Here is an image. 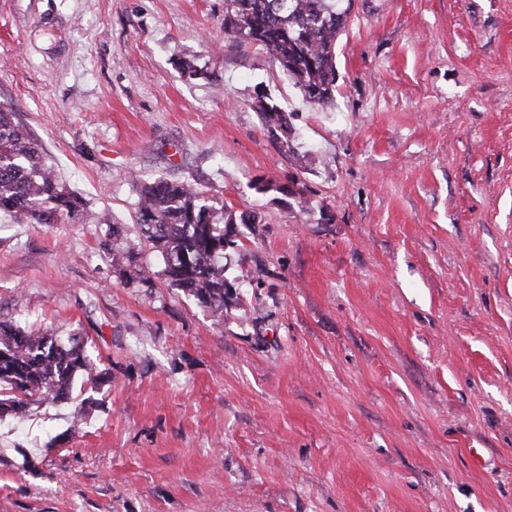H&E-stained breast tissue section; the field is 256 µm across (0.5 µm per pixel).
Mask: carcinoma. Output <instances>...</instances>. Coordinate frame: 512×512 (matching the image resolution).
Listing matches in <instances>:
<instances>
[{"mask_svg": "<svg viewBox=\"0 0 512 512\" xmlns=\"http://www.w3.org/2000/svg\"><path fill=\"white\" fill-rule=\"evenodd\" d=\"M353 0H224V38L259 46L314 108L333 104L336 43L350 19ZM192 56L180 62L188 80L212 75ZM253 108L281 147L295 153L290 113L264 90H255ZM0 217L12 224H84L88 202L68 189L41 144L0 105ZM254 214L217 212L191 180L158 178L144 183L134 222L137 239L121 224L108 225L112 263L129 280L153 286L138 262L144 242L163 262L160 275L224 323L238 278L227 274L224 249L238 224H254ZM100 372L83 345H63L55 336L26 331L0 321V416L22 415L33 403L71 398L78 378L91 387Z\"/></svg>", "mask_w": 512, "mask_h": 512, "instance_id": "carcinoma-1", "label": "carcinoma"}]
</instances>
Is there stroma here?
<instances>
[{"label":"stroma","mask_w":512,"mask_h":512,"mask_svg":"<svg viewBox=\"0 0 512 512\" xmlns=\"http://www.w3.org/2000/svg\"><path fill=\"white\" fill-rule=\"evenodd\" d=\"M336 69L313 109L224 0H0V104L96 215L0 224V320L107 375L0 418V512H512V0H355ZM159 176L259 218L223 324L103 246ZM252 104L262 125L275 139L281 142V147L286 152L295 153L293 147L294 135L290 122L291 113L279 107L272 97L262 89L255 91Z\"/></svg>","instance_id":"obj_1"}]
</instances>
